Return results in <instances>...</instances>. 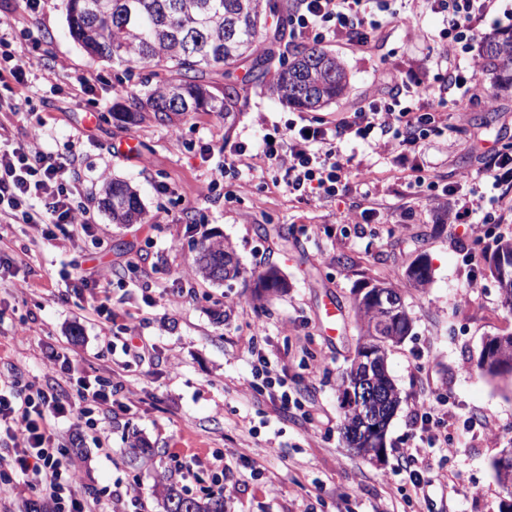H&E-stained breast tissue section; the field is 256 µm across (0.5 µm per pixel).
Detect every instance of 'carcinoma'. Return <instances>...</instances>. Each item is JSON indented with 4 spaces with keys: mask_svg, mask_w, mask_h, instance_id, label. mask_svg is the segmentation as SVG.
Segmentation results:
<instances>
[{
    "mask_svg": "<svg viewBox=\"0 0 512 512\" xmlns=\"http://www.w3.org/2000/svg\"><path fill=\"white\" fill-rule=\"evenodd\" d=\"M72 37L93 59L116 62L132 72L152 68L167 74L142 94H132L131 118L150 112L156 121L170 120L169 113L234 112L244 86L266 85L277 97L298 108L319 110L349 93L346 68L336 56L316 47L295 44L285 54L271 48L259 50L268 18L290 9L285 0H64ZM479 52L485 65L479 81L491 96L504 84L512 85V33L482 38ZM242 78L234 77L238 69ZM220 71L228 83L219 98L211 91L210 74ZM104 205L114 224L144 219L139 197L125 182L105 183ZM512 256V238L501 240L488 259L490 272L501 275V259ZM212 270L211 281L234 279L239 266L230 245L202 243L193 260ZM409 283L424 288L431 278L429 266L407 270ZM287 287L271 267L258 276L259 296ZM360 326L359 341L386 353L410 333L406 309L383 314L372 303L354 302ZM356 410L345 411L344 437L352 448H364L368 438L359 430ZM184 505V512H224L218 500L202 502L173 490L163 499L164 512Z\"/></svg>",
    "mask_w": 512,
    "mask_h": 512,
    "instance_id": "carcinoma-1",
    "label": "carcinoma"
}]
</instances>
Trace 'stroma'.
Returning <instances> with one entry per match:
<instances>
[{
	"label": "stroma",
	"instance_id": "stroma-1",
	"mask_svg": "<svg viewBox=\"0 0 512 512\" xmlns=\"http://www.w3.org/2000/svg\"><path fill=\"white\" fill-rule=\"evenodd\" d=\"M390 6L412 23L384 20L371 48L333 37L321 42L343 62L350 91L317 118L353 111L386 73L407 80L428 66L446 26L442 16L421 0ZM0 36L27 66L24 83L0 84V96L19 105L0 112V126L14 142L39 126L42 150L75 173L77 200L92 222L88 234L66 228L50 241L34 225L0 223V255L21 261L15 277L0 281V374L14 368L26 380L46 376L56 354L67 361L64 396L80 380L115 375L134 393L127 408L94 427L79 431L70 419L58 420L77 495L106 498L134 486L142 499L124 512H162V487L196 498L215 488L210 468L183 476L178 461L218 454L224 512H373L383 500L392 512H512V496L492 468L512 446V375L492 379L478 367L486 342L512 333V314L485 261L499 240L512 237V222L493 225L479 240L466 225L441 223L456 197L410 189L385 155L358 142L340 145L355 174L338 201L297 202L278 187L280 171L260 163L212 184L236 146L260 153L264 136L298 119L300 109L251 87L227 115L132 124L122 112L149 70L130 74L89 58L69 35L62 0H41L36 12L24 0H0ZM457 96L453 89L446 95L455 133L431 137L421 161L439 185L459 182L464 193L485 196L484 152L512 144V90L489 106L460 105ZM112 179L137 190L142 223H113L102 206ZM369 200L379 218L350 223ZM163 206L174 222H158ZM216 237L233 249L236 279L214 282L194 271L197 245ZM468 254L474 264L464 263ZM420 255L431 269L422 290L405 276ZM93 266L106 275L116 323L97 318L82 288ZM271 266L288 287L256 299L254 281ZM365 280L394 285L413 319L411 335L388 352L401 403L377 463L348 446L338 400L358 338L355 290ZM329 303L336 306L332 322ZM123 323L154 345L151 360L124 355ZM258 354L283 371L291 405L250 388ZM423 400L450 411L456 423L447 442L421 447L437 479L418 502L400 451L414 443L413 409ZM136 437L154 449L152 458L132 456Z\"/></svg>",
	"mask_w": 512,
	"mask_h": 512
}]
</instances>
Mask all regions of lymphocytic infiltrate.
<instances>
[{
  "label": "lymphocytic infiltrate",
  "mask_w": 512,
  "mask_h": 512,
  "mask_svg": "<svg viewBox=\"0 0 512 512\" xmlns=\"http://www.w3.org/2000/svg\"><path fill=\"white\" fill-rule=\"evenodd\" d=\"M381 0H293L288 14L292 35L320 40L339 36L359 46H368L380 22L375 7ZM425 9L443 15V59L448 81L461 100L483 102L477 73L484 61L475 54L481 28L495 13L498 0H422ZM437 92L427 76L411 81H393L386 94H377L358 111L339 119L289 124L284 130L266 134L259 157L249 156L238 146L223 166L214 172L223 180L255 160L282 173L281 183L296 200H334L349 189L350 170L339 145L362 141L386 153L402 169L410 187L437 190L438 184L420 157L430 136H444L449 126L442 111L433 107ZM492 194L490 208L480 221H473V208L462 206L448 214L452 224H469L474 236L484 225L499 224L512 212V147L489 154L481 168ZM77 186L64 165L39 147L38 135L8 149L0 146V221L30 222V200H40L46 213L42 236L52 239L54 230L66 224L89 231L90 221L75 207ZM113 392L101 381L81 382L76 402L64 400L58 383L19 385L16 376L0 380V486L11 478L31 479L32 496L25 512H103L98 496H76L74 472L67 469L64 452L55 438V424L73 414L77 419L92 410L112 409Z\"/></svg>",
  "instance_id": "1"
}]
</instances>
